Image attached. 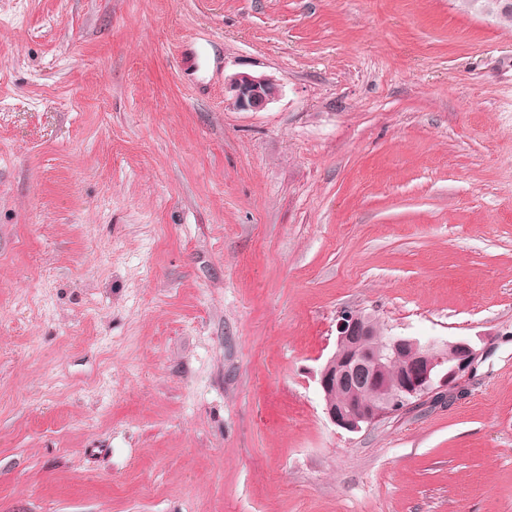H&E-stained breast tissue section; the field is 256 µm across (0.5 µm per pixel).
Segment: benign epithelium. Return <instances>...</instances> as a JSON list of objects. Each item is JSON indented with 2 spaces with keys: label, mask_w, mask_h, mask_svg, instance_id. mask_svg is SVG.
Returning a JSON list of instances; mask_svg holds the SVG:
<instances>
[{
  "label": "benign epithelium",
  "mask_w": 512,
  "mask_h": 512,
  "mask_svg": "<svg viewBox=\"0 0 512 512\" xmlns=\"http://www.w3.org/2000/svg\"><path fill=\"white\" fill-rule=\"evenodd\" d=\"M230 105L239 111H259L275 100L280 82L268 75L236 73L224 83ZM377 318L360 309L344 307L336 313V348L318 372V384L326 393L346 386L353 396L382 386V403L360 404L354 399L325 408L330 422L350 433L400 413L440 394L453 398L463 390V378L470 373L481 350L469 338L454 341L420 342L408 336H380ZM413 357L402 366L395 385H382L381 371L386 362L405 352Z\"/></svg>",
  "instance_id": "benign-epithelium-1"
}]
</instances>
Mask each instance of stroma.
<instances>
[{"instance_id": "35a3bbf8", "label": "stroma", "mask_w": 512, "mask_h": 512, "mask_svg": "<svg viewBox=\"0 0 512 512\" xmlns=\"http://www.w3.org/2000/svg\"><path fill=\"white\" fill-rule=\"evenodd\" d=\"M237 72L281 80L257 112ZM344 306L492 334L357 433ZM0 512H512V28L456 0H0ZM281 91L280 82L273 76L236 73L224 82L229 104L239 111H259L275 100Z\"/></svg>"}]
</instances>
